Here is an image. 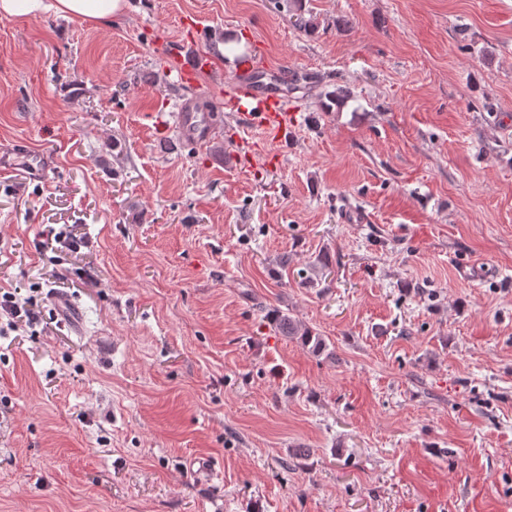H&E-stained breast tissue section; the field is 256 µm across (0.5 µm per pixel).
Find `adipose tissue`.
I'll list each match as a JSON object with an SVG mask.
<instances>
[{"mask_svg":"<svg viewBox=\"0 0 512 512\" xmlns=\"http://www.w3.org/2000/svg\"><path fill=\"white\" fill-rule=\"evenodd\" d=\"M127 8V0H0V16L17 19L51 10L63 17L99 23L122 17Z\"/></svg>","mask_w":512,"mask_h":512,"instance_id":"obj_1","label":"adipose tissue"}]
</instances>
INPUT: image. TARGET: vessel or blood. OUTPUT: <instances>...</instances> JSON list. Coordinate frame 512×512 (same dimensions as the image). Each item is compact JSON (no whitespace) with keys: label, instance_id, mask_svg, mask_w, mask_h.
Returning a JSON list of instances; mask_svg holds the SVG:
<instances>
[{"label":"vessel or blood","instance_id":"b4317fda","mask_svg":"<svg viewBox=\"0 0 512 512\" xmlns=\"http://www.w3.org/2000/svg\"><path fill=\"white\" fill-rule=\"evenodd\" d=\"M182 37L177 44L166 45L162 60L176 82L188 84L198 75L214 70L216 57L198 46L203 25L195 18H184ZM285 67L271 66L264 56L255 57L247 66L235 72L227 87L237 110L234 119L243 132L240 149L231 151L227 165L240 164L242 159L250 163L266 160L267 143L281 144L287 141L293 127V116L287 110L288 101L280 85L287 82ZM176 128L182 139L195 148L204 147L213 135V127L203 119V109L195 101H183L176 112ZM53 169L50 153L40 151H1L0 172H23L26 179L44 181Z\"/></svg>","mask_w":512,"mask_h":512}]
</instances>
